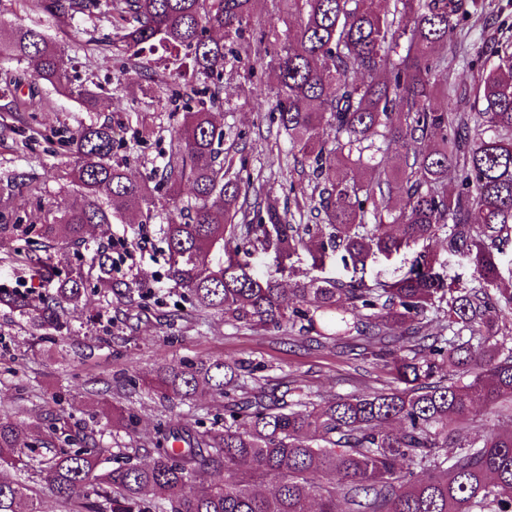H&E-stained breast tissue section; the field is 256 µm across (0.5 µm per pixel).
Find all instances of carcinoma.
I'll use <instances>...</instances> for the list:
<instances>
[{"instance_id": "carcinoma-1", "label": "carcinoma", "mask_w": 512, "mask_h": 512, "mask_svg": "<svg viewBox=\"0 0 512 512\" xmlns=\"http://www.w3.org/2000/svg\"><path fill=\"white\" fill-rule=\"evenodd\" d=\"M284 28L247 34L254 0H45L59 22L80 14L112 23V53L156 82L146 54L162 49L212 81L199 107L175 132L159 183L172 208L160 231L169 274L203 312L256 329L295 330L322 345L365 342L391 382L367 393L308 405L301 389L266 391L253 370L222 359L166 363L156 389L181 401L207 390L225 398L224 427L185 425L158 432L146 463L103 467L108 449L36 453L29 429L0 416V465L23 466L45 482L65 512H512V286H500L493 250L512 244V61L509 46L477 48L484 67L472 89L438 87L461 20L482 0H270ZM211 32L224 33L232 40ZM271 56L274 109L290 151L318 180L317 215L325 225L288 224L275 203L242 197L225 165L224 131L212 108L221 76L240 55ZM66 49L37 24L0 22V61L87 104L96 95L70 82ZM474 111L455 105L467 93ZM11 85L0 112L35 110ZM334 131L327 142L320 131ZM400 161L390 173L376 162V140ZM112 126H83L69 140L67 186L79 202L42 225L48 238L77 243L87 227H111L132 205L147 204L150 181L112 163ZM457 182L448 192V173ZM188 185L191 196H181ZM395 197L403 201L392 209ZM265 206L268 223L246 224ZM439 240L450 253L474 256L467 287L447 281L425 251L407 272L365 281L368 260ZM272 250L281 258L311 248L320 262L340 254L348 280L310 278L286 290L254 274L240 254ZM226 260L210 266L211 251ZM188 254V266L176 258ZM100 286L119 298L133 285L112 281L109 256L97 257ZM83 281L68 278L36 309L33 321L58 327L78 310ZM295 299L285 304L284 294ZM0 306L23 315L27 294L0 289ZM445 325L427 332L430 317ZM254 386L238 396V391ZM499 408L502 426L463 441L449 424L470 420L474 402ZM202 474L213 479L195 485ZM24 481L0 478V512H39Z\"/></svg>"}]
</instances>
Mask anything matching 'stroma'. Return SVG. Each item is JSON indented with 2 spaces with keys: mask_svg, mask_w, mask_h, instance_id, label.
I'll list each match as a JSON object with an SVG mask.
<instances>
[{
  "mask_svg": "<svg viewBox=\"0 0 512 512\" xmlns=\"http://www.w3.org/2000/svg\"><path fill=\"white\" fill-rule=\"evenodd\" d=\"M486 4L487 20L469 17L461 25L467 47L512 27V0ZM0 18L22 25L43 21L52 39L67 43L75 84L100 97L97 110L89 112L75 98L44 85L40 111L0 118L13 129L0 142V179L15 172L25 176L13 191L16 208L0 209V288L20 289L35 303L52 292L56 274L30 263L33 252L53 256L56 273L80 277L85 285L78 311L57 331L0 306V414L25 422L33 435L62 426L73 447L90 438L107 449L111 461L139 462L156 431L183 424L202 431L224 423L222 397L201 392L183 402L155 392L157 371L167 362H250L270 387L281 392L301 387L315 404L388 385L389 375L352 348L310 347L283 331L250 330L198 311L186 289L169 277L161 256L160 218L170 205L165 187L153 196L155 219L143 220L139 209L130 208L124 223L113 225L111 239L96 228L78 244L46 239L41 227L48 212L72 201L64 175L72 162L68 141L78 128L111 125L113 162L143 179L164 165L175 128L198 105L199 82L169 69L163 85L145 95L143 76L122 68L113 56L112 26L104 20L82 16L60 26L41 10L40 0H0ZM75 28L98 41L99 50L88 55L70 43ZM272 83L266 60L242 57L224 72L223 106L215 118L224 126V149L248 197L275 200L293 216L298 206H315L318 190L307 165L290 153L271 110ZM117 242L134 253L135 261L113 268V279L140 284L122 299L103 292L94 261L96 253ZM248 262L253 272L273 274L285 285L351 276L339 256L320 264L305 249L284 259L256 250Z\"/></svg>",
  "mask_w": 512,
  "mask_h": 512,
  "instance_id": "35a3bbf8",
  "label": "stroma"
}]
</instances>
